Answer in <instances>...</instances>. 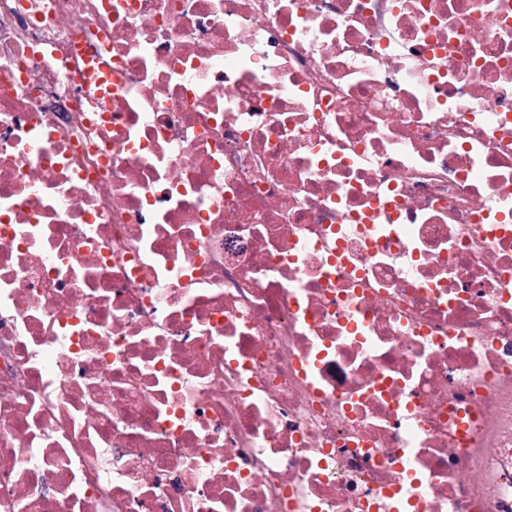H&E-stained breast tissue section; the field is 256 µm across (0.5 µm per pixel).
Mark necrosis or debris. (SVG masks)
I'll return each mask as SVG.
<instances>
[{
    "mask_svg": "<svg viewBox=\"0 0 512 512\" xmlns=\"http://www.w3.org/2000/svg\"><path fill=\"white\" fill-rule=\"evenodd\" d=\"M0 512H512V0H0Z\"/></svg>",
    "mask_w": 512,
    "mask_h": 512,
    "instance_id": "obj_1",
    "label": "necrosis or debris"
}]
</instances>
